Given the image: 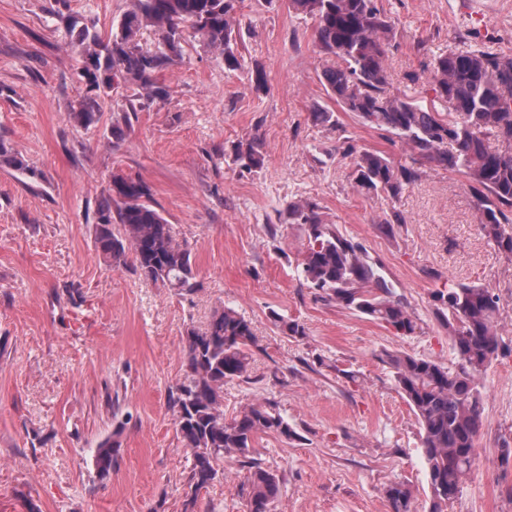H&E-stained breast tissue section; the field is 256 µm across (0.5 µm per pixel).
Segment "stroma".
<instances>
[{
  "mask_svg": "<svg viewBox=\"0 0 512 512\" xmlns=\"http://www.w3.org/2000/svg\"><path fill=\"white\" fill-rule=\"evenodd\" d=\"M395 23L391 89L421 100L435 55L487 44L512 56V0H375ZM131 0H0V141L30 167L0 162V512H184L191 457L168 403L186 373L188 328L221 306L251 320L259 340L246 380L224 386V416L271 406L294 439L261 435L253 455L277 474L273 512H390L384 495L409 484L429 512L421 431L386 351L444 366L458 360L432 299L444 282H475L498 297L501 339L512 347V260L479 230L465 177L434 165L399 196L365 193L338 138L400 157L389 133L365 125L327 94L314 22L288 0H239L240 66L185 31L183 57L157 75L168 95L100 100L89 127L72 126L85 80L69 25L109 39ZM262 67L268 91L252 71ZM331 113L328 123L314 111ZM131 130L112 147V119ZM264 144L261 169L241 171L238 144ZM115 173L140 176L179 243L192 251L191 294L109 267L95 244V212ZM316 203L378 260L418 320L396 336L381 322L323 301L298 277L304 226L285 210ZM305 333L283 332L279 319ZM483 426L473 470L448 512H512V356L481 377ZM118 452L106 479L94 452ZM237 456L210 486L208 512H247Z\"/></svg>",
  "mask_w": 512,
  "mask_h": 512,
  "instance_id": "35a3bbf8",
  "label": "stroma"
}]
</instances>
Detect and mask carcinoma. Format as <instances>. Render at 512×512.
Instances as JSON below:
<instances>
[{
  "mask_svg": "<svg viewBox=\"0 0 512 512\" xmlns=\"http://www.w3.org/2000/svg\"><path fill=\"white\" fill-rule=\"evenodd\" d=\"M236 2L135 0L112 39L104 42L88 29H79L77 40L89 63L83 69L86 94L80 107L69 113V122L91 125L101 96L119 88L133 91L137 100H164L167 90L158 84L157 74L181 57L187 27L224 54L226 68L237 69ZM290 6L314 20L319 48L340 60L337 67L323 71L327 94L363 123L390 133L407 151L397 160L340 142L336 153L354 161L356 186L396 197L416 182L425 164L460 173L476 199L483 235L512 257V234L503 228L512 224V58L477 45L435 57L430 70L434 99L424 104L387 92L394 24L374 0H290ZM147 27L158 36L155 50L140 44L141 30ZM128 127L126 113L113 121V146L124 140ZM489 135L505 147L492 148ZM235 161L248 171L261 168L262 143L238 145ZM287 216L290 223L307 228L309 248L299 277L308 287L329 302L385 323L397 336L416 333V318L361 244L344 237L337 226L323 223L313 202L288 205ZM95 241L114 267L130 260L146 280L185 294L197 290L190 249L174 241L149 186L136 175L112 174L98 203ZM433 299L439 312H448L444 324L458 357L456 368L400 351H386L382 360L422 432L430 512H448L477 455L480 378L494 359L512 354V349L501 342L498 302L490 288L451 282L435 290ZM256 347L252 322L231 307L215 310L203 331H187V375L169 396L182 442L191 453L185 512H198L203 494L224 477V455L231 453L248 469V512H266L279 497L278 476L251 457V449L260 433L292 438L295 431L262 404L224 418V384L248 378ZM116 452L110 439L95 449L99 478L112 472ZM384 495L391 512H414L406 484L394 482Z\"/></svg>",
  "mask_w": 512,
  "mask_h": 512,
  "instance_id": "carcinoma-1",
  "label": "carcinoma"
}]
</instances>
